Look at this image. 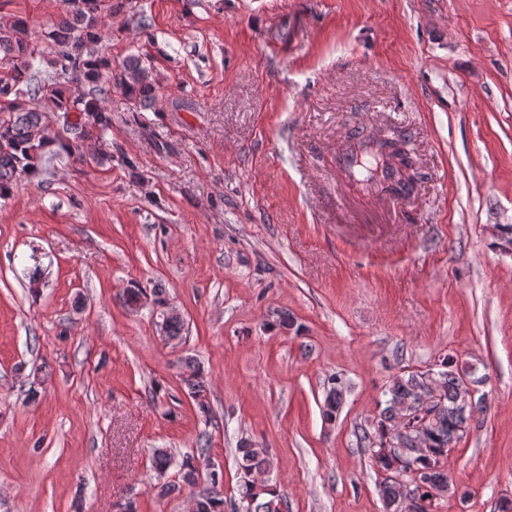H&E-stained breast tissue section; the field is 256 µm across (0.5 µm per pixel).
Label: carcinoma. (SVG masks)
I'll use <instances>...</instances> for the list:
<instances>
[{
  "label": "carcinoma",
  "mask_w": 512,
  "mask_h": 512,
  "mask_svg": "<svg viewBox=\"0 0 512 512\" xmlns=\"http://www.w3.org/2000/svg\"><path fill=\"white\" fill-rule=\"evenodd\" d=\"M105 13H112V0H64V12L44 31L51 46L50 71L38 75L35 57L43 50L34 42L28 23L18 20L0 28V64L6 72L0 75V112L8 119L0 121V198L8 196L22 178L33 173L44 158L70 154L75 139L102 136L112 124L107 106L104 78L112 73V61L105 55L91 52L92 44L101 38L100 22ZM119 85L124 94L146 108L156 98V87L139 57H130L121 68ZM64 115L63 132H53L44 119L38 101ZM73 137L66 136V133ZM380 150L389 149L400 158V164L412 167L406 137L391 133L382 138L369 135ZM477 383L474 370L459 368L447 356L436 372H409L396 377L384 393L385 407L377 423L378 437L393 429V421L406 418L411 428L398 435L399 454L415 461L416 468L426 472L418 482L395 479L397 457L371 449L377 468L385 472L380 494L385 512H398L401 498L417 502V512H428L433 499L448 493L450 484L444 459L466 434L464 423L471 418L474 407L459 400L463 377ZM342 391L334 389L325 399L324 415L332 420L342 403ZM238 465L244 475L266 467L263 451L243 442L237 448ZM219 474L211 476V488L197 496V512H224V496ZM240 505L237 512H283V496L276 489L255 490L247 479L238 489Z\"/></svg>",
  "instance_id": "carcinoma-1"
}]
</instances>
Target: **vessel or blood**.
<instances>
[{"label":"vessel or blood","instance_id":"obj_1","mask_svg":"<svg viewBox=\"0 0 512 512\" xmlns=\"http://www.w3.org/2000/svg\"><path fill=\"white\" fill-rule=\"evenodd\" d=\"M336 172L350 185L362 184L360 174L364 167H371L373 179L366 187L368 196L378 199H398L396 182L390 177V166L381 158L372 156L361 135L352 134L336 146Z\"/></svg>","mask_w":512,"mask_h":512}]
</instances>
